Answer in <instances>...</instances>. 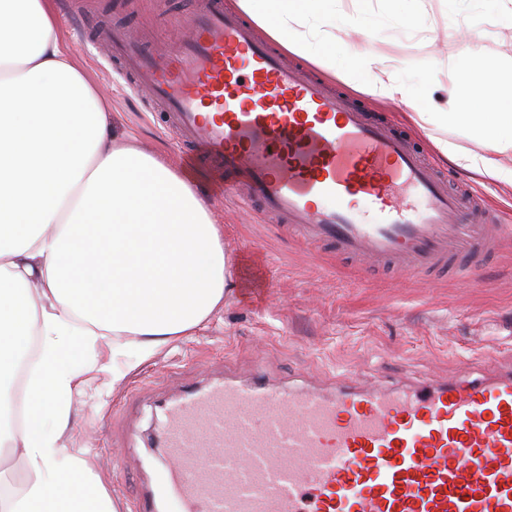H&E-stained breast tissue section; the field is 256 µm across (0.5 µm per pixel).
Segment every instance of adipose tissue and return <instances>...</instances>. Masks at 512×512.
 Here are the masks:
<instances>
[{"instance_id": "1", "label": "adipose tissue", "mask_w": 512, "mask_h": 512, "mask_svg": "<svg viewBox=\"0 0 512 512\" xmlns=\"http://www.w3.org/2000/svg\"><path fill=\"white\" fill-rule=\"evenodd\" d=\"M301 57L355 89L410 107L447 160L512 185V78L484 53L449 62L444 105L428 70L402 71L356 41L377 26L430 25L429 0H235ZM451 39L512 21V0H453ZM0 512H120L65 438L91 381L120 383L223 306L233 279L224 230L157 153L123 144L112 114L61 40L54 0H0ZM456 124L482 152L449 140Z\"/></svg>"}]
</instances>
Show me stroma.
I'll list each match as a JSON object with an SVG mask.
<instances>
[{
	"instance_id": "1",
	"label": "stroma",
	"mask_w": 512,
	"mask_h": 512,
	"mask_svg": "<svg viewBox=\"0 0 512 512\" xmlns=\"http://www.w3.org/2000/svg\"><path fill=\"white\" fill-rule=\"evenodd\" d=\"M198 2L57 0L62 40L109 100L117 128L158 150L194 186L223 224L224 251L234 266V289L203 328L167 346L118 388L89 390L80 407L69 443L86 449L121 512H134L141 475L157 460L148 446L154 397L202 379L213 365L247 376L259 364L271 382L315 386L354 371L382 387L431 373L448 378L462 371L473 380L492 366L512 365V237L476 260L474 281L442 270L404 279L390 268L341 258L327 245L297 241L259 206L224 195L210 164L185 158L176 132L113 70L100 33L112 26L145 28L154 44L169 48V17ZM431 17V30L404 39L381 29L366 47L405 70L428 69L437 84L445 80L449 59L478 50L512 65V25L490 20L476 39L451 40L442 33L448 22L444 0H434ZM357 99L440 162L431 141L408 119L407 107L362 92Z\"/></svg>"
}]
</instances>
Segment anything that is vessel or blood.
Listing matches in <instances>:
<instances>
[{
    "label": "vessel or blood",
    "mask_w": 512,
    "mask_h": 512,
    "mask_svg": "<svg viewBox=\"0 0 512 512\" xmlns=\"http://www.w3.org/2000/svg\"><path fill=\"white\" fill-rule=\"evenodd\" d=\"M192 35L152 51L112 33L114 68L160 106L187 156L304 242L405 278L498 249L512 233L448 189L414 142L368 118L254 27L204 0ZM167 458L135 512H512V369L402 388L287 390L262 371L212 372L159 405Z\"/></svg>",
    "instance_id": "vessel-or-blood-1"
}]
</instances>
